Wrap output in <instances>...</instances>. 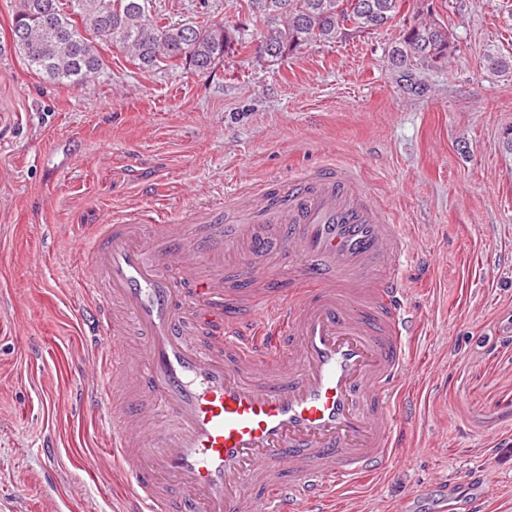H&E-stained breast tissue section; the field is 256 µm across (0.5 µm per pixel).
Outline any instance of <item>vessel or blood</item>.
Segmentation results:
<instances>
[{
	"instance_id": "vessel-or-blood-1",
	"label": "vessel or blood",
	"mask_w": 512,
	"mask_h": 512,
	"mask_svg": "<svg viewBox=\"0 0 512 512\" xmlns=\"http://www.w3.org/2000/svg\"><path fill=\"white\" fill-rule=\"evenodd\" d=\"M183 225L144 211L99 225L79 256L105 355L88 376L126 512H331V491L396 462L411 375L402 273L408 236L355 173L302 171L201 204ZM285 252L298 290L272 300L258 259ZM213 327L201 351L189 318ZM271 325L288 352L248 329ZM141 342L128 359L127 333Z\"/></svg>"
}]
</instances>
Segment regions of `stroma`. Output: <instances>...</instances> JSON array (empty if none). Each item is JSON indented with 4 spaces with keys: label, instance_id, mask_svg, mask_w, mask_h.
I'll return each instance as SVG.
<instances>
[{
    "label": "stroma",
    "instance_id": "35a3bbf8",
    "mask_svg": "<svg viewBox=\"0 0 512 512\" xmlns=\"http://www.w3.org/2000/svg\"><path fill=\"white\" fill-rule=\"evenodd\" d=\"M175 23L248 43L205 74L144 71L103 45V78L59 88L0 57V512H121L83 372L77 259L98 224L139 208L189 218L244 188L333 162L360 173L404 226L411 416L404 464L343 490L335 512H434L473 476L486 512H512V0H405L389 26L271 62L245 0H153ZM456 52L442 69L389 49L421 13Z\"/></svg>",
    "mask_w": 512,
    "mask_h": 512
}]
</instances>
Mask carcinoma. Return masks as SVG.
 Returning <instances> with one entry per match:
<instances>
[{
	"instance_id": "carcinoma-1",
	"label": "carcinoma",
	"mask_w": 512,
	"mask_h": 512,
	"mask_svg": "<svg viewBox=\"0 0 512 512\" xmlns=\"http://www.w3.org/2000/svg\"><path fill=\"white\" fill-rule=\"evenodd\" d=\"M262 23L263 53L277 61L311 42L332 43L350 31L388 24L403 0H247ZM10 48L52 84L82 89L104 70L99 45L120 47L143 69L208 71L214 62L244 45L220 25L175 24L153 8L152 0H18ZM455 51L448 28L434 20L404 30L389 52L397 65L420 61L443 65Z\"/></svg>"
}]
</instances>
